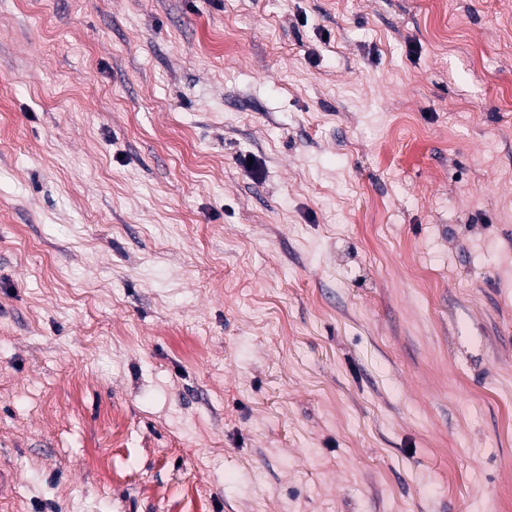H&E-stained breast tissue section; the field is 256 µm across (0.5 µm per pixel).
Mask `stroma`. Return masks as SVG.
Returning a JSON list of instances; mask_svg holds the SVG:
<instances>
[{"mask_svg":"<svg viewBox=\"0 0 512 512\" xmlns=\"http://www.w3.org/2000/svg\"><path fill=\"white\" fill-rule=\"evenodd\" d=\"M512 0H0V512H498Z\"/></svg>","mask_w":512,"mask_h":512,"instance_id":"stroma-1","label":"stroma"}]
</instances>
